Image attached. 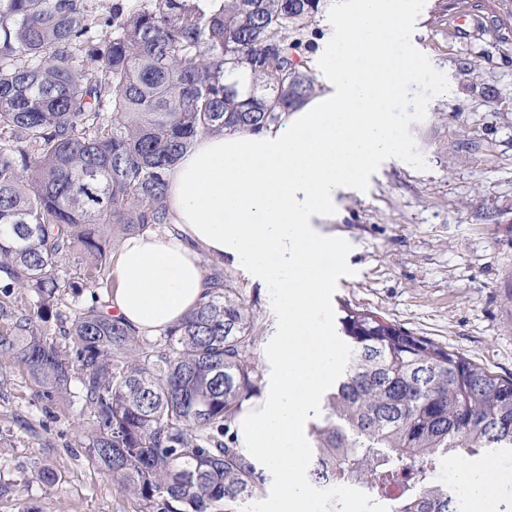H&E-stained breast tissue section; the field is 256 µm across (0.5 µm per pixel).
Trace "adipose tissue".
I'll return each instance as SVG.
<instances>
[{"label":"adipose tissue","mask_w":512,"mask_h":512,"mask_svg":"<svg viewBox=\"0 0 512 512\" xmlns=\"http://www.w3.org/2000/svg\"><path fill=\"white\" fill-rule=\"evenodd\" d=\"M405 0H356L325 46L327 92L258 134L199 136L168 175L170 229L124 239L113 254L110 308L140 333L184 320L205 297L202 256L233 257L276 291V382L246 403L241 447L272 470L280 512H306L302 419L336 380L339 352L324 319L345 245L317 220L377 161L397 157L395 54L410 23Z\"/></svg>","instance_id":"adipose-tissue-1"}]
</instances>
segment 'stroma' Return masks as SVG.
<instances>
[{
  "instance_id": "stroma-1",
  "label": "stroma",
  "mask_w": 512,
  "mask_h": 512,
  "mask_svg": "<svg viewBox=\"0 0 512 512\" xmlns=\"http://www.w3.org/2000/svg\"><path fill=\"white\" fill-rule=\"evenodd\" d=\"M396 54L413 60L392 111L400 160L340 194L324 232L351 248L328 316L365 309L512 376V19L496 0H411ZM257 296L262 357L276 334L271 289L225 261ZM93 411L71 391L43 397L0 353V512H132L83 447Z\"/></svg>"
}]
</instances>
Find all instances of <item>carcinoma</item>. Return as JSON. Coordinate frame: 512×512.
Returning <instances> with one entry per match:
<instances>
[{
    "label": "carcinoma",
    "instance_id": "obj_1",
    "mask_svg": "<svg viewBox=\"0 0 512 512\" xmlns=\"http://www.w3.org/2000/svg\"><path fill=\"white\" fill-rule=\"evenodd\" d=\"M0 0V294L36 310L0 334L47 399L78 374L90 456L134 512H246L267 493L232 426L262 395L258 298L216 262L207 298L154 336L77 306L61 259L106 288L126 235L172 227L166 172L204 133H260L317 93L308 29L329 0ZM249 75L242 88L233 79ZM71 320L62 350L33 318ZM344 376L308 424V482L362 490L368 512H460L435 477L461 451L512 448V377L348 308Z\"/></svg>",
    "mask_w": 512,
    "mask_h": 512
}]
</instances>
